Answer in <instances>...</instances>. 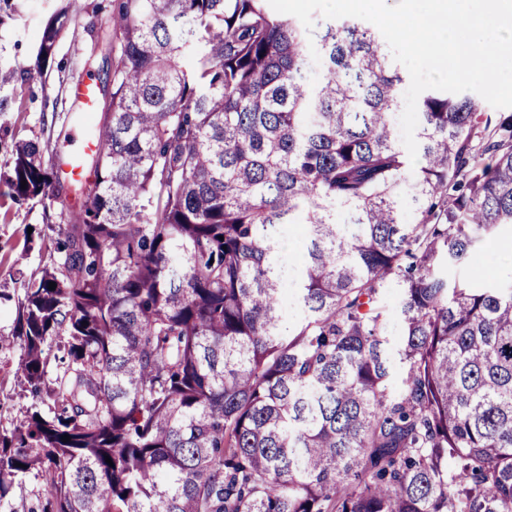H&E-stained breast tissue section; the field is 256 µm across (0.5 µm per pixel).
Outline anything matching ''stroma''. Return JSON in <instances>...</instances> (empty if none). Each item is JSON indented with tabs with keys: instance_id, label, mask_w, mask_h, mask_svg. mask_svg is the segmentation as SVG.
<instances>
[{
	"instance_id": "stroma-1",
	"label": "stroma",
	"mask_w": 512,
	"mask_h": 512,
	"mask_svg": "<svg viewBox=\"0 0 512 512\" xmlns=\"http://www.w3.org/2000/svg\"><path fill=\"white\" fill-rule=\"evenodd\" d=\"M61 0H9L0 9V76L16 65L33 66L42 23ZM72 15L81 37L63 36L57 45L48 79L11 81L0 87L10 98L9 109L0 112V165L9 158L18 139L48 142L53 154L71 149V124L66 115L74 109L69 88L79 76L90 74L99 82L101 98L112 90L108 59L120 48V33L112 16L119 0H70ZM75 188L63 184L53 206L18 202L0 185V336L11 335L25 280L39 275L49 265L55 250V225L60 214L73 207ZM483 270L491 281L512 280V244L503 238L481 240L469 264L451 274L465 278Z\"/></svg>"
}]
</instances>
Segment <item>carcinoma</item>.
Returning a JSON list of instances; mask_svg holds the SVG:
<instances>
[{"mask_svg": "<svg viewBox=\"0 0 512 512\" xmlns=\"http://www.w3.org/2000/svg\"><path fill=\"white\" fill-rule=\"evenodd\" d=\"M114 24L95 179L0 336L31 397L0 431V512L30 473L27 512H512V283L448 274L512 227V114L424 95L413 166L391 123L408 73L357 18L317 24L314 81L268 0H122ZM66 30L63 6L0 81L43 74ZM5 166L13 199L59 198L48 146ZM286 237H288V246L284 250L282 241L279 262L288 261V267L290 268L288 283L291 284L292 288H288V285H284V287L290 289V292L294 295L293 288H296L301 268L302 248L298 245V241H302L301 231L298 227L288 228V232L285 234L284 238ZM383 304L386 309V333L390 340L391 346L395 348L396 345L398 344L400 336L402 335V323L400 321L398 314L396 313L397 294L394 288H388L386 290L383 298ZM394 325H397L399 327V332L396 334L392 332V328Z\"/></svg>", "mask_w": 512, "mask_h": 512, "instance_id": "1", "label": "carcinoma"}]
</instances>
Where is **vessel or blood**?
<instances>
[{
  "label": "vessel or blood",
  "instance_id": "b4317fda",
  "mask_svg": "<svg viewBox=\"0 0 512 512\" xmlns=\"http://www.w3.org/2000/svg\"><path fill=\"white\" fill-rule=\"evenodd\" d=\"M99 93L100 88L97 81L89 76L78 78L70 87V95L80 112L79 120H76L72 127L77 145L66 164L67 178L75 183L89 178L90 171L86 165V159L88 156L98 153L100 149L99 139L86 131Z\"/></svg>",
  "mask_w": 512,
  "mask_h": 512
}]
</instances>
